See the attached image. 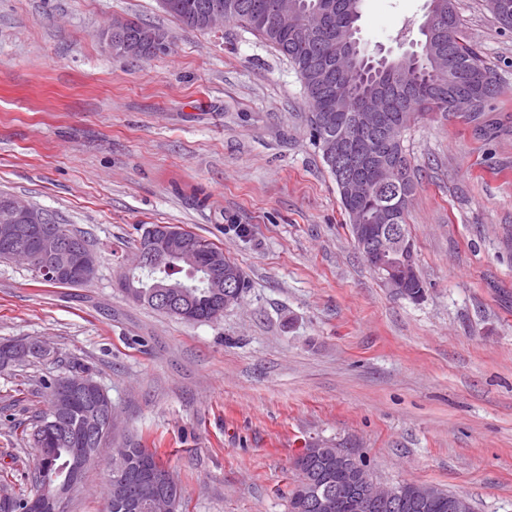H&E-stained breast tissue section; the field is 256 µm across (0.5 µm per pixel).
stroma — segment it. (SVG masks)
<instances>
[{
	"mask_svg": "<svg viewBox=\"0 0 512 512\" xmlns=\"http://www.w3.org/2000/svg\"><path fill=\"white\" fill-rule=\"evenodd\" d=\"M498 94L481 123L426 116L404 145L423 299L393 294L356 249L288 61L238 24L185 29L159 0H0V191L85 235L77 288L0 260V342L51 353L0 371V489L33 494L26 429L41 382L88 367L119 423L64 512H104L112 451L132 437L185 512H288L294 461L325 443L380 483L432 485L512 512V30L456 0ZM429 0H362L357 37L414 50ZM171 49L115 56L112 17ZM181 226L243 273L237 305L190 323L117 287L143 229Z\"/></svg>",
	"mask_w": 512,
	"mask_h": 512,
	"instance_id": "stroma-1",
	"label": "stroma"
}]
</instances>
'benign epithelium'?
Wrapping results in <instances>:
<instances>
[{
  "label": "benign epithelium",
  "mask_w": 512,
  "mask_h": 512,
  "mask_svg": "<svg viewBox=\"0 0 512 512\" xmlns=\"http://www.w3.org/2000/svg\"><path fill=\"white\" fill-rule=\"evenodd\" d=\"M309 11L296 6L289 16L288 30L297 42L307 43L316 38L317 30L308 19ZM204 27L208 31L224 27V9L209 6L202 12ZM126 20L120 17L101 30V38L111 51L122 57H141L148 51L161 53L169 48L167 38L145 31L135 37L125 35ZM353 128L377 133L384 137L394 134V129L385 123V113L366 105L354 114L351 120ZM324 153L336 159V164L345 173L347 184L344 191L362 198L366 194V183L354 173V167L363 161L357 148L344 134L329 139L324 144ZM405 196L392 200L384 212L389 220L387 224H356V246L364 252L369 264L378 269L382 283L394 293L404 296L412 275L416 274L412 241L408 238L403 225L396 223ZM0 245L8 248L10 258L25 264L41 259V273L52 283L66 284L71 281L90 282L97 269V254L83 248L68 233L62 231L49 220L46 210L36 208L22 198L8 193L0 194ZM176 256L187 268H197L206 264L209 274L207 288L215 303V309L221 313L239 301L241 291L238 287V270L224 264L219 253L201 257L194 243L184 232L170 224H160L148 229L140 249V264L155 266L163 257ZM152 301L170 313L191 320L195 315L190 303L159 286L152 292ZM30 357L28 341L24 339L0 346V361L4 365H15ZM95 383L81 376H67L63 379L56 397V404L66 407L79 400L86 392H91ZM99 419L107 430L114 428L116 416L112 403L103 399L98 403ZM357 485L362 507L369 509L379 501L391 503L394 512H406L408 507H419L435 497L434 488L416 485L409 493L397 491L393 487L381 486L374 482L368 470L357 466ZM172 482L168 471L156 474L145 482L137 495L128 497V508L133 512H176L177 503L165 490ZM300 495L309 498V509L313 512H337L340 500L337 491L316 492L307 486L300 487Z\"/></svg>",
  "instance_id": "7a95c632"
}]
</instances>
